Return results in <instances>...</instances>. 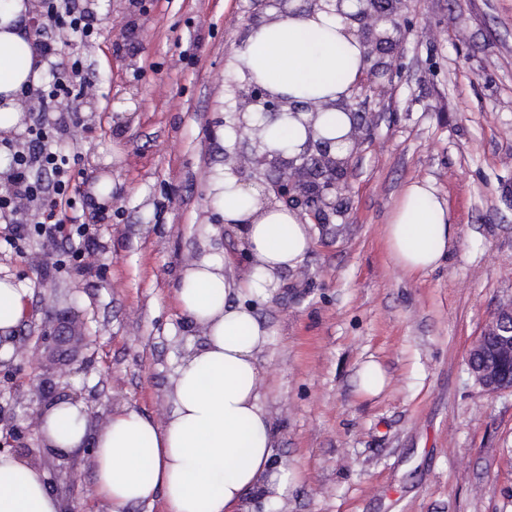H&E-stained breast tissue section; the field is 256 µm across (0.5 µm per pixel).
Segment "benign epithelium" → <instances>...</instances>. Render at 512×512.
I'll use <instances>...</instances> for the list:
<instances>
[{"mask_svg": "<svg viewBox=\"0 0 512 512\" xmlns=\"http://www.w3.org/2000/svg\"><path fill=\"white\" fill-rule=\"evenodd\" d=\"M345 0H306L307 6L300 14H313L318 10L339 15L347 32L359 39L363 71L372 79L393 81L401 66L395 50L406 32L408 20L400 14L405 0H387L380 8L375 0H360V7L351 13L343 9ZM238 105L234 113L235 127L244 140L253 145L252 153L243 157L237 168L249 163L267 172L265 194L270 200L285 204L308 216L315 224L324 227L332 217L341 213L343 192L347 188L351 161L359 147L365 143L368 129L363 123L361 94L337 101L314 100L297 102L274 96L257 84L242 82L237 87ZM339 109L351 116L352 123L346 135L350 150L341 156L336 152V140L318 134L314 125L319 113ZM258 112L265 118L276 119L287 112L293 117L306 116V141L297 153L268 150L263 147L261 128L249 123L248 116ZM494 343L498 362L512 361V301L500 303L492 313L481 335L471 348L468 360H473L484 339ZM477 384L486 392L498 393L512 390V376L500 370L476 375Z\"/></svg>", "mask_w": 512, "mask_h": 512, "instance_id": "benign-epithelium-1", "label": "benign epithelium"}]
</instances>
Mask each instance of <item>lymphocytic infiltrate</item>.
I'll return each instance as SVG.
<instances>
[{
  "instance_id": "f902f5d3",
  "label": "lymphocytic infiltrate",
  "mask_w": 512,
  "mask_h": 512,
  "mask_svg": "<svg viewBox=\"0 0 512 512\" xmlns=\"http://www.w3.org/2000/svg\"><path fill=\"white\" fill-rule=\"evenodd\" d=\"M42 2L44 20L34 36L42 58L50 63L53 80L37 91L39 110L53 112L63 104L77 112L91 84L81 57L59 61L58 48L88 40L95 27L77 0ZM61 134V129L42 121L28 126L29 147L14 151L8 186L0 191V219L10 225L5 241L13 248H20L34 234L61 235L70 241L72 256L80 258L92 239L91 228L81 222L80 213L91 211L103 223L111 222L112 214L91 194H78L73 185L78 158L58 151Z\"/></svg>"
}]
</instances>
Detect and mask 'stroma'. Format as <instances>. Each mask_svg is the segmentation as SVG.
<instances>
[{"mask_svg": "<svg viewBox=\"0 0 512 512\" xmlns=\"http://www.w3.org/2000/svg\"><path fill=\"white\" fill-rule=\"evenodd\" d=\"M99 33L77 44L95 94L80 114L79 191L102 178L112 221L97 225L81 267L58 266L59 239L10 248L0 278L31 290L18 332L29 358L0 366V444L31 462L76 465L83 487L47 485L70 512H105L94 461L48 446L27 403L41 338L53 353V400L82 401L88 434L115 409L161 423L180 359L205 343L178 308L181 271L207 253L245 279L241 238L213 204L226 155H246L228 119L235 49L264 0H85ZM402 74L364 104L370 136L348 177L347 209L312 226V246L255 304L272 334L260 392L277 459L295 481L251 512H512V391L476 384L467 356L500 301L512 299V0H411ZM427 180L448 203L456 242L434 271L389 261L384 226L406 184ZM384 386L360 388L365 363Z\"/></svg>", "mask_w": 512, "mask_h": 512, "instance_id": "1", "label": "stroma"}]
</instances>
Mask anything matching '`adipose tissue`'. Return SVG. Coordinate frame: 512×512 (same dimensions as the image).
<instances>
[{
	"instance_id": "obj_1",
	"label": "adipose tissue",
	"mask_w": 512,
	"mask_h": 512,
	"mask_svg": "<svg viewBox=\"0 0 512 512\" xmlns=\"http://www.w3.org/2000/svg\"><path fill=\"white\" fill-rule=\"evenodd\" d=\"M33 0H0V136L25 130L19 102L47 73L28 29ZM241 76L294 100L350 96L363 69L357 37L341 18L318 11L253 27L235 50ZM219 205L225 224L239 231L249 262L246 290L266 296L280 274L300 264L311 246L310 227L255 184L225 173ZM391 263L408 275L436 269L456 241L448 205L428 181L402 191L384 227ZM227 260L208 254L187 266L177 305L203 327L205 343L176 369L173 409L164 424L139 412L114 411L93 441L94 497L108 512H127L163 498L166 512H244L257 493L278 501L294 481L275 463L276 430L260 394L258 355L271 334L240 287ZM29 288L0 278V336L13 334L28 313ZM42 431L50 446L67 450L86 438V411L73 400L46 407ZM43 471L0 452V512H61Z\"/></svg>"
}]
</instances>
